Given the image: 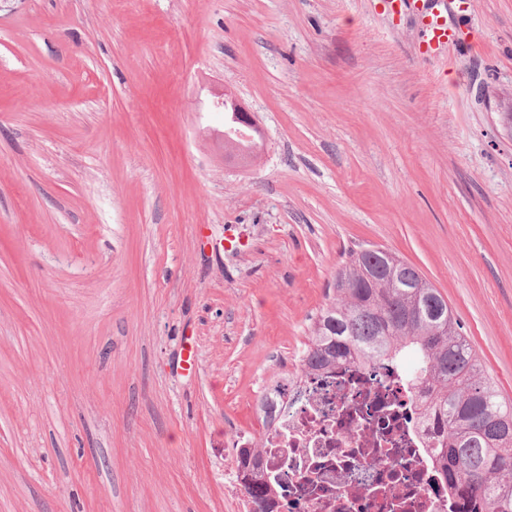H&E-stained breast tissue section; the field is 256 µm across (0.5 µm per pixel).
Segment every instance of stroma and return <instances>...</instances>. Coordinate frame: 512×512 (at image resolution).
<instances>
[{
  "mask_svg": "<svg viewBox=\"0 0 512 512\" xmlns=\"http://www.w3.org/2000/svg\"><path fill=\"white\" fill-rule=\"evenodd\" d=\"M460 5L423 57L381 0H0V512H243L230 435L360 248L512 401V0Z\"/></svg>",
  "mask_w": 512,
  "mask_h": 512,
  "instance_id": "stroma-1",
  "label": "stroma"
}]
</instances>
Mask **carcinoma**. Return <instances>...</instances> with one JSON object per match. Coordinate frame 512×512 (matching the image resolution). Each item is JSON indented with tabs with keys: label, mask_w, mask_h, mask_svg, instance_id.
<instances>
[{
	"label": "carcinoma",
	"mask_w": 512,
	"mask_h": 512,
	"mask_svg": "<svg viewBox=\"0 0 512 512\" xmlns=\"http://www.w3.org/2000/svg\"><path fill=\"white\" fill-rule=\"evenodd\" d=\"M432 426L436 472L458 512H512V402L494 381L448 305L411 264L370 248L352 251L333 297L311 325L302 368L355 361L401 364ZM263 448L249 443L238 465L250 512H278L264 480Z\"/></svg>",
	"instance_id": "obj_1"
}]
</instances>
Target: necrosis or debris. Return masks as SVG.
I'll use <instances>...</instances> for the list:
<instances>
[{"label": "necrosis or debris", "instance_id": "necrosis-or-debris-1", "mask_svg": "<svg viewBox=\"0 0 512 512\" xmlns=\"http://www.w3.org/2000/svg\"><path fill=\"white\" fill-rule=\"evenodd\" d=\"M420 404L379 360L272 381L254 406L281 512H454Z\"/></svg>", "mask_w": 512, "mask_h": 512}]
</instances>
